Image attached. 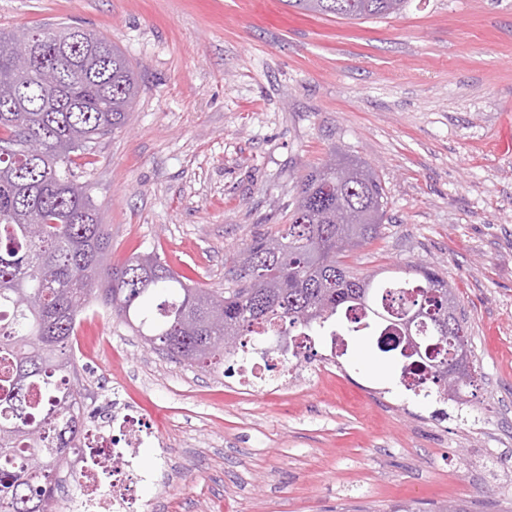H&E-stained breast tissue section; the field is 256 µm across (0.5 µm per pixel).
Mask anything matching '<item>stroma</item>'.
Masks as SVG:
<instances>
[{
	"label": "stroma",
	"mask_w": 512,
	"mask_h": 512,
	"mask_svg": "<svg viewBox=\"0 0 512 512\" xmlns=\"http://www.w3.org/2000/svg\"><path fill=\"white\" fill-rule=\"evenodd\" d=\"M67 23L137 65L125 129L74 172L108 224L111 261L157 253L191 283L288 224L330 151L386 194L361 273L439 270L477 371L462 403L406 391L366 336L330 339L288 385L175 363L99 302L81 314L89 422L122 397L152 436L133 512H512V0H410L399 17H307L283 0H0V28Z\"/></svg>",
	"instance_id": "1"
}]
</instances>
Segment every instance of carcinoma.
<instances>
[{"instance_id":"obj_1","label":"carcinoma","mask_w":512,"mask_h":512,"mask_svg":"<svg viewBox=\"0 0 512 512\" xmlns=\"http://www.w3.org/2000/svg\"><path fill=\"white\" fill-rule=\"evenodd\" d=\"M301 14L348 20L401 14L408 0H286ZM36 34L42 51L31 68L14 65L10 46ZM139 93L136 65L101 33L76 27L0 30V146L25 137L43 142L31 159L0 153V512H52L58 474L80 452L87 426L74 382L71 342L91 300L177 362L212 370L246 358L243 338L265 332L319 336L338 324L383 334L423 313L430 348L408 356L377 340L407 371L427 372L436 396L454 401L475 386L467 320L455 288L430 266L415 277L375 280L341 256L378 238L386 201L375 170L331 151L301 178L288 228L257 235L230 270L237 288L190 285L155 254L109 262L111 235L84 187L72 154L124 128ZM153 299L157 317L143 312Z\"/></svg>"}]
</instances>
